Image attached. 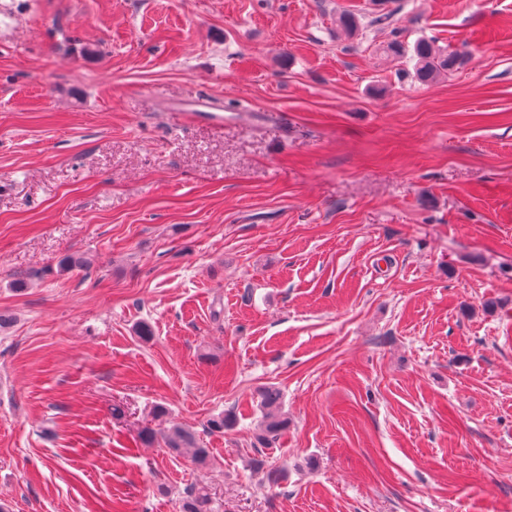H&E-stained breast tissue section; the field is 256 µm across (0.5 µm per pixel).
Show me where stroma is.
Masks as SVG:
<instances>
[{"label": "stroma", "mask_w": 512, "mask_h": 512, "mask_svg": "<svg viewBox=\"0 0 512 512\" xmlns=\"http://www.w3.org/2000/svg\"><path fill=\"white\" fill-rule=\"evenodd\" d=\"M390 5L459 68L377 0H0L9 512H512V0ZM395 14V10L381 8L371 13L368 18L370 27L381 30L390 29L392 38L378 48L381 53L397 59H406L411 53L409 59L415 61L413 77L420 83L432 82L458 67L461 53H447L435 44V40L418 39L412 49H409L401 39L400 31L394 26ZM257 408L262 413V422L256 435V442L261 448H269L288 427V419L281 413L280 391L272 386L259 388ZM160 436L161 440L172 451L176 453L189 452L197 465L206 466L211 463L210 448H203L199 445L194 433L177 424L160 430L145 428L139 433V440L149 444ZM212 497L205 487H191L183 499V512H211Z\"/></svg>", "instance_id": "stroma-1"}]
</instances>
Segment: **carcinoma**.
<instances>
[{
	"label": "carcinoma",
	"instance_id": "cac0c4a2",
	"mask_svg": "<svg viewBox=\"0 0 512 512\" xmlns=\"http://www.w3.org/2000/svg\"><path fill=\"white\" fill-rule=\"evenodd\" d=\"M395 11L378 9L371 13L368 25L381 30H390L391 39L379 47L381 53L397 59L410 58L415 61L413 77L420 83L432 82L441 75L455 70L461 54L447 53L431 39H419L413 46H408L401 39V33L394 26ZM257 408L262 413V422L256 435V442L262 448L272 445L288 427V419L281 413L280 391L272 386H265L257 390ZM234 415L230 412L222 413L207 421V428L211 433H222L233 426ZM176 453L188 452L194 463L206 466L211 463V452L208 448L199 445L196 436L191 431L173 424L165 429L156 431L145 428L139 433V440L149 444L156 439ZM212 497L205 487H192L183 499V512H211Z\"/></svg>",
	"mask_w": 512,
	"mask_h": 512
}]
</instances>
